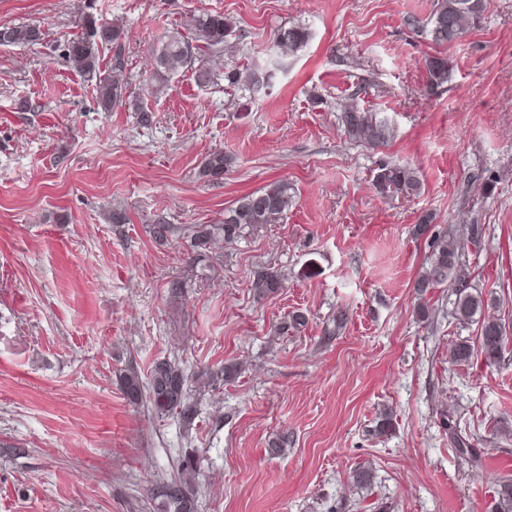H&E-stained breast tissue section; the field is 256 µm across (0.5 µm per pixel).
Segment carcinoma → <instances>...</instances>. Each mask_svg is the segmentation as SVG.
Listing matches in <instances>:
<instances>
[{"mask_svg":"<svg viewBox=\"0 0 512 512\" xmlns=\"http://www.w3.org/2000/svg\"><path fill=\"white\" fill-rule=\"evenodd\" d=\"M485 11L484 0H437V6L424 24L430 41L436 45H449L463 38L470 30L480 26ZM192 36L179 32L169 34L155 58L154 73L158 79L174 75L185 69L195 70L199 84L206 86L216 79L212 71L213 59L224 52V45L241 38L236 22L222 12H203L191 20ZM44 38L41 28L34 25L0 27V45L35 46ZM311 38L310 31L302 25L282 27L273 37L276 57L264 65L252 68H234L224 73V80L237 86L252 97L271 87L276 71L282 68V60L304 48ZM127 32L118 25L86 23L85 31L65 41L63 56L71 67L95 82V103L102 112L122 107L135 112L142 124L152 121L150 111L131 95L125 79V54ZM112 53L111 70L101 74V48ZM429 91L448 82L450 65L444 56L425 59ZM341 125L346 138L366 148L384 146L392 135V127L378 113L354 105L341 113ZM229 159L224 151L216 150L204 160L202 174L215 179L224 176ZM378 192L384 194L391 188L415 191L420 182L417 172L407 166L384 163L378 167L374 178ZM288 186L273 183L253 191L224 212L221 224H170L159 219L150 226V234L159 245L173 241L185 248L187 255L197 262L209 258L213 246L223 242L234 243L255 230L280 223L288 205ZM462 250L456 239L440 237L433 242L428 264L415 282L418 295L446 286L456 280ZM253 297L262 300L285 288V275L266 268L254 272L250 280ZM452 313L460 322L480 323L481 351L491 363L498 361L505 340V328L491 316H483L487 303L481 294H472L465 287H455L451 292ZM307 324L306 316L294 311L275 328V334L285 336L288 331H301ZM473 357V348L465 341L456 343L449 354L450 361L458 366L466 365ZM240 373L236 362H228L219 369L206 367L186 374L178 356H168L155 361L147 377H142L133 367L120 370L117 375L120 389L133 405H147L158 415L177 414L186 423L198 415L196 403L190 399L188 382L198 391H213L218 386L235 380ZM197 470L191 461L184 460L177 467L174 478L159 485L153 498L154 512H196ZM498 483L497 499L492 512H512V480L495 478Z\"/></svg>","mask_w":512,"mask_h":512,"instance_id":"carcinoma-1","label":"carcinoma"}]
</instances>
